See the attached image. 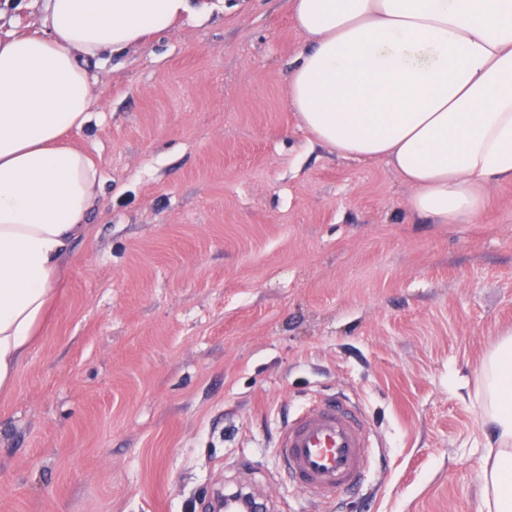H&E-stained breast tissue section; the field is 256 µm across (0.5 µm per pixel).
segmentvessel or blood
<instances>
[{
    "label": "vessel or blood",
    "mask_w": 512,
    "mask_h": 512,
    "mask_svg": "<svg viewBox=\"0 0 512 512\" xmlns=\"http://www.w3.org/2000/svg\"><path fill=\"white\" fill-rule=\"evenodd\" d=\"M278 446L290 481L313 500L359 485L370 468L369 422L338 400L313 401L282 427Z\"/></svg>",
    "instance_id": "1"
}]
</instances>
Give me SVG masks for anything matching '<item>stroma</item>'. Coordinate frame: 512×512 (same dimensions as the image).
<instances>
[{
    "label": "stroma",
    "instance_id": "1",
    "mask_svg": "<svg viewBox=\"0 0 512 512\" xmlns=\"http://www.w3.org/2000/svg\"><path fill=\"white\" fill-rule=\"evenodd\" d=\"M47 0H0V36ZM286 0H241L87 63L67 145L102 189L44 333L0 398V512H477L478 367L512 328V181L468 224L412 213L383 160L314 142L283 77ZM359 406L364 483L314 504L276 436L315 397Z\"/></svg>",
    "mask_w": 512,
    "mask_h": 512
}]
</instances>
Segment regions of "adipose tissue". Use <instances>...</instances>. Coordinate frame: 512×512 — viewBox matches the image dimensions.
Returning <instances> with one entry per match:
<instances>
[{"label": "adipose tissue", "mask_w": 512, "mask_h": 512, "mask_svg": "<svg viewBox=\"0 0 512 512\" xmlns=\"http://www.w3.org/2000/svg\"><path fill=\"white\" fill-rule=\"evenodd\" d=\"M306 39L286 99L316 142L387 160L412 212L463 224L512 180V0H289ZM207 0H49L44 36L0 38V396L59 300L71 241L101 190L80 150L84 61L144 45ZM488 427L478 512H512V329L479 364Z\"/></svg>", "instance_id": "1"}]
</instances>
